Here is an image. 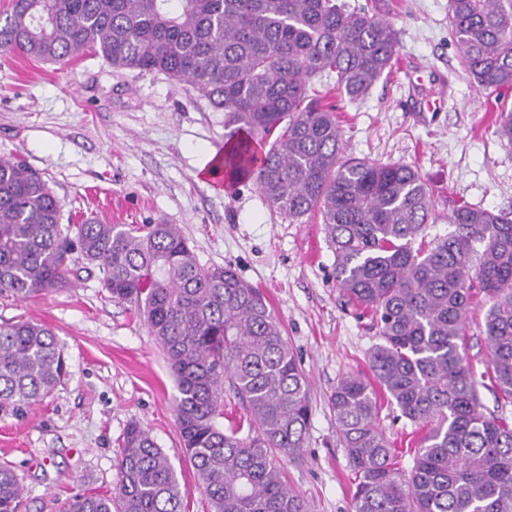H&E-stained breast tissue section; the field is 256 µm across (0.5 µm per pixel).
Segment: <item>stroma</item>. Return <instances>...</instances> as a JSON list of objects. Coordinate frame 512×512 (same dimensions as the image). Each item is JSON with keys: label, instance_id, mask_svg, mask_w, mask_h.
<instances>
[{"label": "stroma", "instance_id": "35a3bbf8", "mask_svg": "<svg viewBox=\"0 0 512 512\" xmlns=\"http://www.w3.org/2000/svg\"><path fill=\"white\" fill-rule=\"evenodd\" d=\"M372 5L399 32L400 65L360 104H344L346 156L415 165L430 181L437 223L447 236L460 204L512 212V144L495 119L512 107L478 91L458 64L448 0H345ZM444 103L427 111L438 78ZM224 113L164 75L117 70L100 57L43 64L0 51V157L24 161L60 199L62 221L87 214L114 224L177 225L201 267L232 266L261 288L306 375L312 417L289 485L311 512H351L352 471L329 396L337 380L365 370L380 338L370 316L344 303L324 224L288 221L253 180L217 189L199 169L224 147ZM490 302L477 296L467 325L476 372L488 364L483 330ZM31 319L52 329L68 373L23 412L0 409V463L22 487L20 512H62L78 493L112 492L129 423L147 429L173 463L187 512H209L181 444L166 355L133 304L112 300L96 267L73 256L61 288L20 302L0 297V323ZM378 422L411 467L423 432L393 406Z\"/></svg>", "mask_w": 512, "mask_h": 512}]
</instances>
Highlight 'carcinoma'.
Returning <instances> with one entry per match:
<instances>
[{
	"label": "carcinoma",
	"instance_id": "obj_1",
	"mask_svg": "<svg viewBox=\"0 0 512 512\" xmlns=\"http://www.w3.org/2000/svg\"><path fill=\"white\" fill-rule=\"evenodd\" d=\"M448 28L477 90H512V0H448ZM0 50L41 63L101 57L190 85L224 110V180H254L292 221L321 216L337 285L381 338L368 373L342 376L329 397L356 474L352 512H512V425L480 400L485 377L512 400V215L461 204L448 214L456 233L423 241L437 219L427 179L408 164L342 159L327 103L333 92L360 102L393 70L392 22L338 0H9ZM323 76L334 84L320 91ZM496 132L512 143V108ZM61 210L39 174L0 158V296L61 287L80 255L165 351L179 435L211 512H309L282 467L310 427L306 376L262 289L230 266L202 268L175 224L64 225ZM480 292L491 306L478 375L465 336ZM65 375L50 328L0 325V408L50 395ZM226 386L245 415L224 427ZM382 397L426 428L408 471L378 426ZM118 473L114 494H77L65 512H185L173 464L136 422ZM21 498L0 464V512H20Z\"/></svg>",
	"mask_w": 512,
	"mask_h": 512
}]
</instances>
